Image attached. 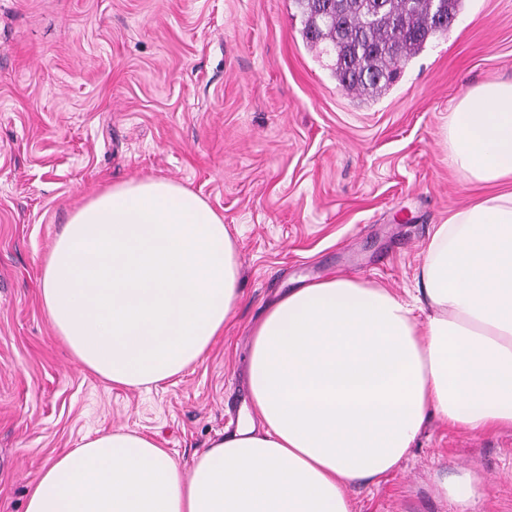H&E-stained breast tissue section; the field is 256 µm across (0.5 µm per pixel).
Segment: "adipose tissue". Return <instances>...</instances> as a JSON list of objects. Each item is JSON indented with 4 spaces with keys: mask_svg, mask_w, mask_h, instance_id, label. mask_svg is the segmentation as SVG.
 Listing matches in <instances>:
<instances>
[{
    "mask_svg": "<svg viewBox=\"0 0 512 512\" xmlns=\"http://www.w3.org/2000/svg\"><path fill=\"white\" fill-rule=\"evenodd\" d=\"M448 158L495 194L434 225L405 298L333 275L288 291L252 329L250 405L191 469L117 430L50 459L25 512H354L425 424L512 428V79L466 92ZM224 220L164 178L102 188L73 211L42 266L40 300L84 370L140 388L181 374L241 299ZM425 319H417L416 311ZM477 508L471 475L435 482Z\"/></svg>",
    "mask_w": 512,
    "mask_h": 512,
    "instance_id": "adipose-tissue-1",
    "label": "adipose tissue"
}]
</instances>
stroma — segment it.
I'll list each match as a JSON object with an SVG mask.
<instances>
[{
  "mask_svg": "<svg viewBox=\"0 0 512 512\" xmlns=\"http://www.w3.org/2000/svg\"><path fill=\"white\" fill-rule=\"evenodd\" d=\"M294 0H0V512H25L52 457L96 432L154 438L183 468L249 404L250 332L331 275L401 292L433 225L479 195L448 166L460 96L512 78V0H464L381 96L307 47ZM165 178L224 218L242 300L210 350L148 389L85 372L39 301L44 256L99 188ZM476 474L512 512V429L431 419L356 512H461L436 478Z\"/></svg>",
  "mask_w": 512,
  "mask_h": 512,
  "instance_id": "1",
  "label": "stroma"
}]
</instances>
